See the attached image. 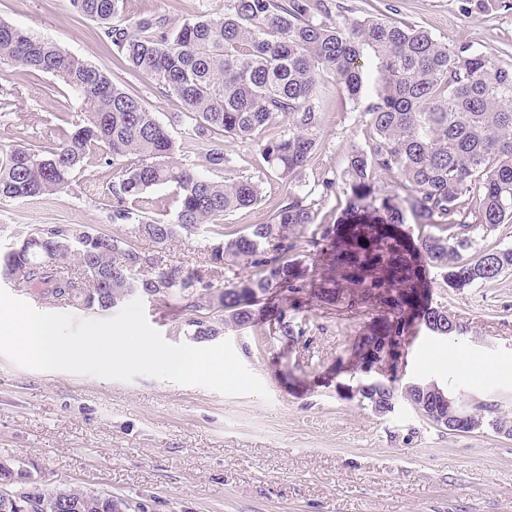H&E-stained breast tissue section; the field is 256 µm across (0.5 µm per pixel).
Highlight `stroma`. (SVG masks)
I'll list each match as a JSON object with an SVG mask.
<instances>
[{
	"instance_id": "obj_1",
	"label": "stroma",
	"mask_w": 512,
	"mask_h": 512,
	"mask_svg": "<svg viewBox=\"0 0 512 512\" xmlns=\"http://www.w3.org/2000/svg\"><path fill=\"white\" fill-rule=\"evenodd\" d=\"M343 14L385 10L390 21L415 25L453 46L512 56V0H335ZM224 0H125L136 21L164 14L179 22L223 9ZM0 21L59 44L130 89L173 137L183 109L150 77L131 74L97 38L96 25L70 0H0ZM13 113L0 118V151L21 141L52 147L60 118L84 119L71 89L46 74L0 62V97ZM355 104L340 91L323 102L318 148L301 176L306 187L342 175L352 145L364 143ZM215 179L249 177L262 200L224 219V237L265 222L289 184L268 172L256 147L224 143ZM113 170L77 172L70 191L27 201L0 200V251L34 227L76 224L125 237L102 207ZM204 235L180 237L159 251L189 267L204 257ZM0 289L43 312L104 320L113 310L36 297L0 278ZM433 301L467 325L466 335L420 332L397 384L422 380L464 400H496L512 412V272L474 288L432 284ZM149 325L172 344L200 346L190 312L145 302ZM301 343L286 347L272 323L226 331L239 360L269 396L226 395L200 385L141 376L129 382L20 367L0 356V463L23 466L36 486L86 491L140 503V512H512V438L483 428L457 433L437 427L406 399L379 413L355 394L348 359L373 314L316 303Z\"/></svg>"
}]
</instances>
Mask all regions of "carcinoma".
Returning <instances> with one entry per match:
<instances>
[{
    "label": "carcinoma",
    "instance_id": "cac0c4a2",
    "mask_svg": "<svg viewBox=\"0 0 512 512\" xmlns=\"http://www.w3.org/2000/svg\"><path fill=\"white\" fill-rule=\"evenodd\" d=\"M124 0H72L79 14L97 23L99 37L134 75L152 78L183 104L172 122H189L176 141L134 93L108 73L68 54L56 43L0 22V51L14 65L50 74L89 105V115L59 129V139L39 153L34 145L0 151V199L29 200L68 191L74 174L93 165L117 166L109 218L128 224L131 240L104 231L57 224L37 229L0 252V276L34 288L59 303L76 301L108 310L134 297L181 302L183 311H208L190 320L193 335L222 336L274 318L276 332L294 344L308 323L288 316L314 300L350 310L373 308L378 318L354 344L357 356L382 350L378 333L460 336L447 309L433 304L423 264L442 270L451 288L497 280L512 270V248L473 255V233L491 232L512 216V63L500 56L453 47L426 30L378 17L333 16L332 0H224V11L175 23L153 14L129 23ZM369 51L373 81L360 60ZM332 77L355 103L366 100L357 122L369 135L352 146L343 172L347 207L379 209L380 223L317 224V192L288 193L264 224L234 239L215 240L196 267L164 264L132 239L158 245L190 236L205 224L256 205L260 183L249 178H208L173 161L182 149H205L208 165L224 168V138L254 142L267 168L297 179L317 147L322 102ZM281 119L288 135L262 141L260 132ZM395 179L403 195L377 197L381 175ZM170 184L177 209L169 220L142 210L149 191ZM319 198L336 187L321 183ZM439 233L413 239L404 212ZM320 257L318 279L307 276L305 255ZM74 262L78 275L61 271ZM251 273L224 280L238 262ZM394 377H379L362 391L378 412L397 397ZM404 397L427 420L448 426V409L428 401L425 388ZM483 425L512 429V417L495 402L474 405ZM25 512H116L110 496L69 488L44 492L22 487Z\"/></svg>",
    "mask_w": 512,
    "mask_h": 512
}]
</instances>
